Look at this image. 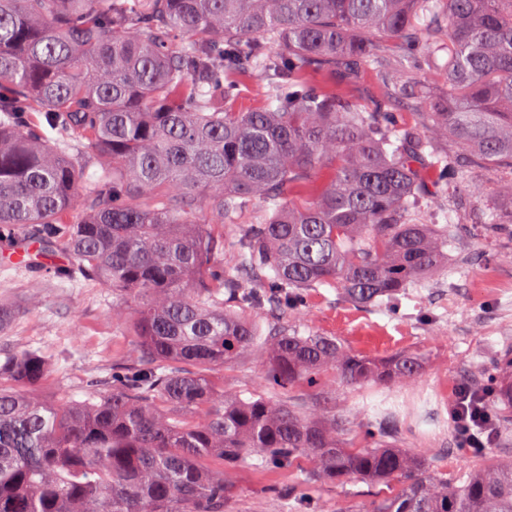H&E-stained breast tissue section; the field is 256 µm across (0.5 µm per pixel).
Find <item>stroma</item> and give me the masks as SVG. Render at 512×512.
Segmentation results:
<instances>
[{
    "mask_svg": "<svg viewBox=\"0 0 512 512\" xmlns=\"http://www.w3.org/2000/svg\"><path fill=\"white\" fill-rule=\"evenodd\" d=\"M345 92L362 107L393 113L400 123L415 120L404 102L384 100L371 71L360 72ZM495 178L481 168L470 187L449 192L444 200H422L424 223L446 224L458 210L464 216L446 266L421 287L407 289L390 306L358 305L340 290L319 288L295 318L301 331L336 338L360 354L386 358L412 350L424 355L423 370L404 387L374 382L348 387L334 368H327L321 377L330 391L326 406L344 420L348 445L365 447V429L394 424L395 443L433 453L435 473L455 486L486 456L512 452V425L499 426L490 448L480 455L460 446L451 416L458 390L488 384L495 355L512 345V234L483 232L490 215L484 195ZM63 261L57 253L27 268L0 261V303L13 313L0 329V349L64 350V357L30 390L53 406L86 399L95 383L110 381L133 358L134 338L112 315L116 309L131 311V302L113 301L111 292L94 284L59 282L52 271ZM265 369L264 358L250 353L212 376L226 393L260 392ZM231 482L236 496L230 512H282L286 502L303 503L305 512H368L370 503L387 492L386 486L357 478L339 488H310L297 483L291 472L257 466L235 472Z\"/></svg>",
    "mask_w": 512,
    "mask_h": 512,
    "instance_id": "1",
    "label": "stroma"
}]
</instances>
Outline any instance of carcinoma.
<instances>
[{"label":"carcinoma","mask_w":512,"mask_h":512,"mask_svg":"<svg viewBox=\"0 0 512 512\" xmlns=\"http://www.w3.org/2000/svg\"><path fill=\"white\" fill-rule=\"evenodd\" d=\"M318 62L374 72L416 124L313 87ZM247 74L267 104L232 112ZM480 167L512 207V0H0V235L136 305L134 362L84 401L8 386L37 385L50 360L4 354L0 512H228L227 476L254 456L307 461L306 485L388 486L372 512H512L510 458L450 487L423 452L348 447L321 393L306 413L271 396L327 367L350 386L414 379L421 354L379 361L288 315L313 288L391 305L434 275L448 226L415 200ZM252 351L267 392L225 394L208 371ZM497 370L507 425L512 350Z\"/></svg>","instance_id":"carcinoma-1"}]
</instances>
